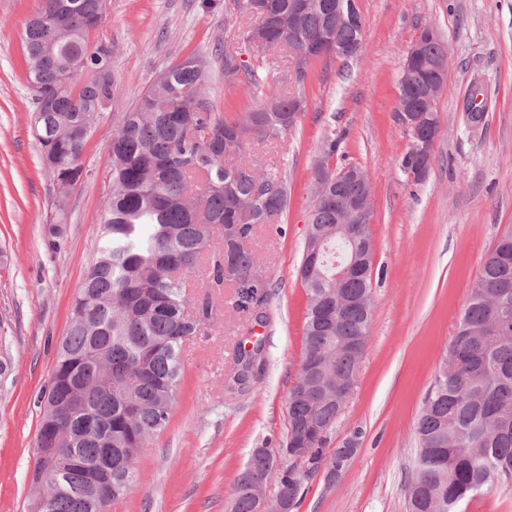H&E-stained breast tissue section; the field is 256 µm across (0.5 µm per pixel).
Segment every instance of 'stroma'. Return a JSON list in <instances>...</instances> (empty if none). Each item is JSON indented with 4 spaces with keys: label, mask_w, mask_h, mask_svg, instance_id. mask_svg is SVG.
Instances as JSON below:
<instances>
[{
    "label": "stroma",
    "mask_w": 512,
    "mask_h": 512,
    "mask_svg": "<svg viewBox=\"0 0 512 512\" xmlns=\"http://www.w3.org/2000/svg\"><path fill=\"white\" fill-rule=\"evenodd\" d=\"M38 0H0V512H34L33 456L38 399L69 328L77 289L98 245L110 190L108 143L125 112L164 67L207 53L209 96L225 118L253 104L244 81L224 76L216 43L246 64H263L267 83L304 99L293 131L248 151L288 185V208L257 228L248 247L268 284L266 365L250 391L224 396L236 344L251 325L232 289L182 353L184 373L166 429L142 448L137 479L110 512H229L235 481L252 449L282 448L288 396L304 353L306 291L299 278L320 162L358 166L373 193L371 333L357 380L330 428L326 450L355 442L334 481H305L295 512H407L416 423L455 334L480 268L512 227V0H360L361 52L310 62L304 84L286 82L283 56L262 59L242 41L248 16L234 0H106L92 37L112 51V99L88 139V175L69 189L58 248L46 241L57 190L44 173L32 125L21 33ZM431 27L447 49L438 96L440 132L428 177L407 180L400 164L411 135L398 115V87L418 32ZM484 117H468L473 91ZM339 138L324 156L327 138Z\"/></svg>",
    "instance_id": "stroma-1"
}]
</instances>
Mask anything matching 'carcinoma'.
<instances>
[{
  "label": "carcinoma",
  "instance_id": "1",
  "mask_svg": "<svg viewBox=\"0 0 512 512\" xmlns=\"http://www.w3.org/2000/svg\"><path fill=\"white\" fill-rule=\"evenodd\" d=\"M104 0H40L22 34L27 80L34 93V128L41 138V162L49 177L74 186L84 177V145L112 99V53L90 33L103 16ZM258 15L243 32L263 28L262 55L293 49L317 60L349 58L362 49L365 24L336 25V0H308L298 24L288 29L295 0H262ZM423 60L404 81L412 92L432 79L441 42L423 28ZM243 74L261 94L241 120L214 110L206 83V58L191 54L167 67L113 131L108 154L112 186L100 218L96 259L78 288L69 330L58 347L48 387L68 396L81 389L82 404L72 410L84 437L71 446L50 432L37 440L33 482L41 480L39 449L55 448L54 465L74 454L86 466L96 461L99 439L112 437V500L123 498L135 480L138 449L170 420L182 373V349L209 319V304L191 318L190 288L205 271L210 284L238 289V305L255 309L239 291L251 285L260 305L267 283L246 242L260 224H272L288 209L286 182L271 169L261 171L245 159L252 142L272 141L292 131L301 99L263 91L261 67L239 66L224 57V77ZM317 190L308 216L311 232H331L336 248V211ZM303 257L300 277L307 297L302 365L313 366L310 381L299 370L288 397V438L296 447L259 448L251 458L253 482L276 477L299 502L304 481L330 469L341 449L324 452L322 429L333 425L344 403L322 394L338 376L355 383L363 351L347 343L370 336L373 258L366 272L336 288V269ZM352 301L336 313V292ZM254 349L237 347L235 366L224 380L234 395L250 385L253 364H262L264 341ZM309 383L314 398L302 394ZM416 466L407 480L408 512H456L479 490L512 484V230L486 257L448 352L429 390L416 424ZM51 512H94L91 499L72 479ZM231 512H254L251 488L236 480Z\"/></svg>",
  "mask_w": 512,
  "mask_h": 512
}]
</instances>
